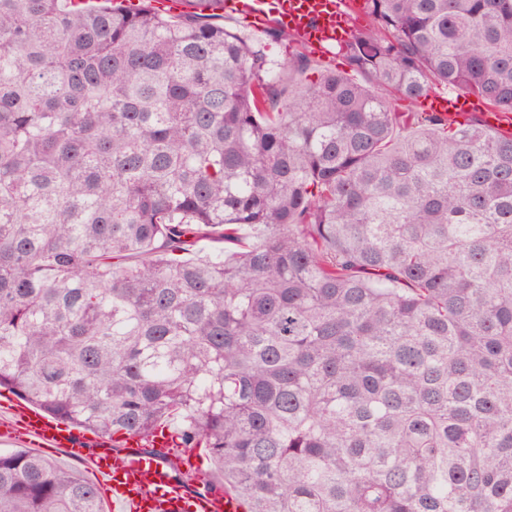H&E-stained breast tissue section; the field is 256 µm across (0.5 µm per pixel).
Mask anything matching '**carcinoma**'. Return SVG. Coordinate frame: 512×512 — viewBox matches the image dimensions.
Here are the masks:
<instances>
[{
    "label": "carcinoma",
    "instance_id": "cac0c4a2",
    "mask_svg": "<svg viewBox=\"0 0 512 512\" xmlns=\"http://www.w3.org/2000/svg\"><path fill=\"white\" fill-rule=\"evenodd\" d=\"M0 0V387L169 428L241 512H512V0H363L361 77L224 27ZM0 512H103L38 453ZM478 106H484L483 101L474 95L454 94L446 96H431L429 110L431 112H444L452 119L465 113L467 109L474 110Z\"/></svg>",
    "mask_w": 512,
    "mask_h": 512
}]
</instances>
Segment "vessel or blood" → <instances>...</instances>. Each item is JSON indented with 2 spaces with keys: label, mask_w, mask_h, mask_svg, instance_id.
Listing matches in <instances>:
<instances>
[{
  "label": "vessel or blood",
  "mask_w": 512,
  "mask_h": 512,
  "mask_svg": "<svg viewBox=\"0 0 512 512\" xmlns=\"http://www.w3.org/2000/svg\"><path fill=\"white\" fill-rule=\"evenodd\" d=\"M229 8L254 23L287 28L314 53L324 52L346 34L343 0H229ZM481 104L477 96L454 94L431 97L429 109L454 118ZM18 413L20 424L0 420V439L34 448H59L71 459L87 463L96 485L107 489L112 512H240L230 494L199 495L174 481L167 463L180 458L182 451L168 440H156L150 454L135 439L117 450L110 437L77 432L39 408L22 403Z\"/></svg>",
  "instance_id": "obj_1"
}]
</instances>
